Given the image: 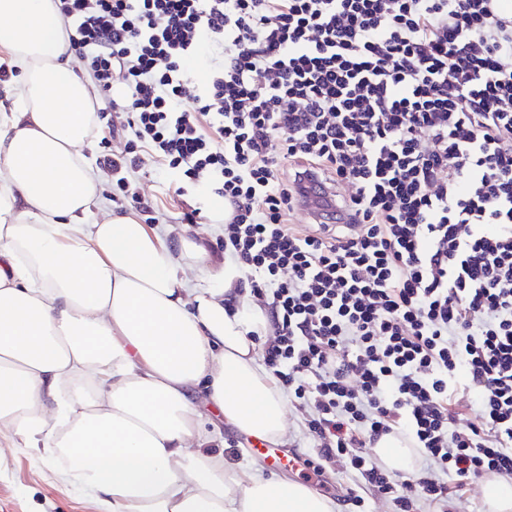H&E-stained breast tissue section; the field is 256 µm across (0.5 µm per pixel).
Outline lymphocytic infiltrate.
<instances>
[{"label":"lymphocytic infiltrate","mask_w":512,"mask_h":512,"mask_svg":"<svg viewBox=\"0 0 512 512\" xmlns=\"http://www.w3.org/2000/svg\"><path fill=\"white\" fill-rule=\"evenodd\" d=\"M58 2L97 119L131 131L99 158L118 189L146 154L176 196L203 190L182 223L223 200L221 249L267 300L265 364L320 459L350 455L400 512L511 479L512 0ZM309 170L351 187L343 224H289ZM392 434L420 456L415 494L363 452Z\"/></svg>","instance_id":"lymphocytic-infiltrate-1"}]
</instances>
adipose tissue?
<instances>
[{
	"label": "adipose tissue",
	"instance_id": "obj_1",
	"mask_svg": "<svg viewBox=\"0 0 512 512\" xmlns=\"http://www.w3.org/2000/svg\"><path fill=\"white\" fill-rule=\"evenodd\" d=\"M55 0H0V454L24 446L99 512H334L224 455L202 412L281 440L258 363L271 322L207 248L105 214L89 79Z\"/></svg>",
	"mask_w": 512,
	"mask_h": 512
}]
</instances>
